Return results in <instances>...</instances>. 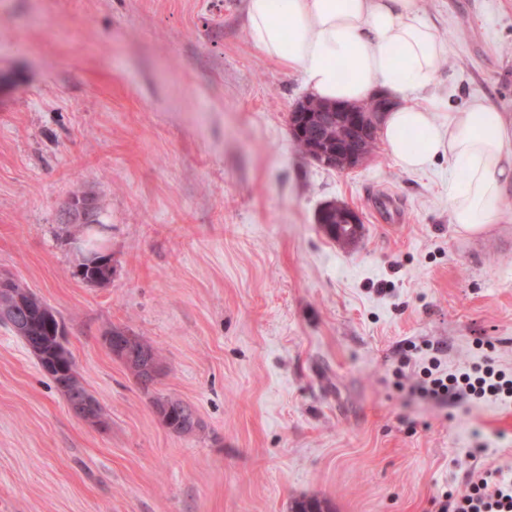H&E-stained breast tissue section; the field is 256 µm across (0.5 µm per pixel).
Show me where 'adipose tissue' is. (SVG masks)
<instances>
[{
  "label": "adipose tissue",
  "instance_id": "obj_1",
  "mask_svg": "<svg viewBox=\"0 0 512 512\" xmlns=\"http://www.w3.org/2000/svg\"><path fill=\"white\" fill-rule=\"evenodd\" d=\"M254 43L301 73L314 98L358 103L386 97L380 132L407 171L447 160L451 220L480 234L501 223L512 184V116L482 100L450 111L432 93L447 53L421 0H246ZM427 93L426 104L411 103Z\"/></svg>",
  "mask_w": 512,
  "mask_h": 512
}]
</instances>
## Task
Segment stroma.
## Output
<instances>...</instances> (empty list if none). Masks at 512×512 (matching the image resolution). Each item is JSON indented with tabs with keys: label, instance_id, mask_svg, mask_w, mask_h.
I'll return each mask as SVG.
<instances>
[{
	"label": "stroma",
	"instance_id": "stroma-1",
	"mask_svg": "<svg viewBox=\"0 0 512 512\" xmlns=\"http://www.w3.org/2000/svg\"><path fill=\"white\" fill-rule=\"evenodd\" d=\"M456 108L512 113V0H422ZM309 92L254 43L245 0H0V274L64 318L105 425L77 419L0 324V512H437L470 468L512 477V407L432 402L397 380L437 360L512 375V189L502 223L460 232L448 165L350 171L295 149ZM112 256L102 285L66 209ZM361 215L343 245L325 203ZM150 339L142 389L102 337ZM190 405L166 429L155 397ZM94 209L95 205L90 198L83 194H75L69 202V220L80 228H88L92 224H99L100 222L94 218L95 215L92 216L93 218L90 221L92 224H87L86 217ZM165 403H169L173 408L171 421L169 423L163 421L166 428L177 434H189L198 427V420L196 419L193 409L189 405L182 401L163 397H156L153 402L155 406H162Z\"/></svg>",
	"mask_w": 512,
	"mask_h": 512
}]
</instances>
